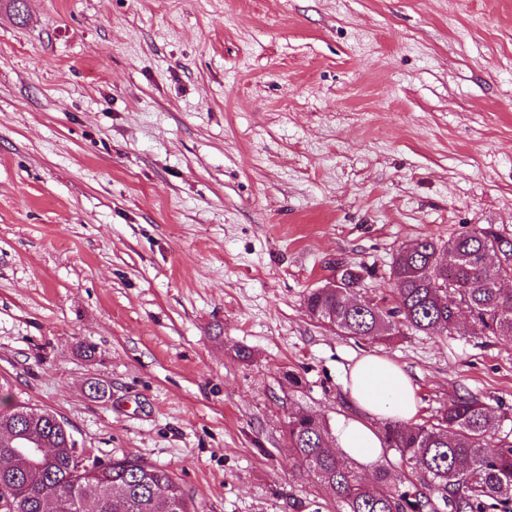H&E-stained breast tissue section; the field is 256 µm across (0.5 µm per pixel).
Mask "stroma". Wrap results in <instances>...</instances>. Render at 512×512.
<instances>
[{
	"label": "stroma",
	"instance_id": "35a3bbf8",
	"mask_svg": "<svg viewBox=\"0 0 512 512\" xmlns=\"http://www.w3.org/2000/svg\"><path fill=\"white\" fill-rule=\"evenodd\" d=\"M26 6L0 8L1 409L171 470L198 512H339L284 423L353 414L365 350L416 422L466 392L512 418V340L370 344L304 308L346 266L391 298L417 239L512 238V0Z\"/></svg>",
	"mask_w": 512,
	"mask_h": 512
}]
</instances>
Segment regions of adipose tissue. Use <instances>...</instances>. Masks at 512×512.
<instances>
[{
  "label": "adipose tissue",
  "instance_id": "adipose-tissue-1",
  "mask_svg": "<svg viewBox=\"0 0 512 512\" xmlns=\"http://www.w3.org/2000/svg\"><path fill=\"white\" fill-rule=\"evenodd\" d=\"M343 379L359 414L336 419L333 443L344 457L368 466L384 452L378 422H411L418 411L416 389L403 367L375 352L352 357L343 369Z\"/></svg>",
  "mask_w": 512,
  "mask_h": 512
}]
</instances>
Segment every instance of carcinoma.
I'll list each match as a JSON object with an SVG mask.
<instances>
[{
  "mask_svg": "<svg viewBox=\"0 0 512 512\" xmlns=\"http://www.w3.org/2000/svg\"><path fill=\"white\" fill-rule=\"evenodd\" d=\"M508 238L492 225L441 244L422 238L398 250L390 265L395 306L357 298L361 276L343 270L334 288H315L308 317L341 336L390 342L407 330L447 329L461 336L512 339V262L493 266ZM473 394L456 395L433 422L389 423L385 443L403 465L419 470L404 481L381 470L372 482L336 453L326 421L298 409L285 433L293 456L329 487L341 512H512V430ZM53 449L34 459L26 449ZM197 512L169 470L137 458L86 460L68 424L22 404L0 410V512Z\"/></svg>",
  "mask_w": 512,
  "mask_h": 512,
  "instance_id": "1",
  "label": "carcinoma"
}]
</instances>
